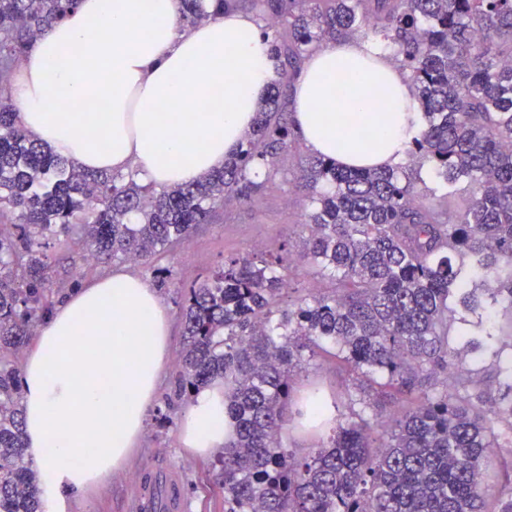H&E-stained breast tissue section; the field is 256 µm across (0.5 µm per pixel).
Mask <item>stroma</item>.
Returning a JSON list of instances; mask_svg holds the SVG:
<instances>
[{"label":"stroma","instance_id":"35a3bbf8","mask_svg":"<svg viewBox=\"0 0 512 512\" xmlns=\"http://www.w3.org/2000/svg\"><path fill=\"white\" fill-rule=\"evenodd\" d=\"M285 177L255 195L245 204L219 210L212 223L204 225L188 241L157 255L149 264H128L127 269L155 288L171 316L169 360L156 406L169 416L166 425L148 419L145 434L127 465L113 473L93 494V512H143L145 497L156 496L165 487L180 489V512H224V491L207 459L190 455L179 442V423L188 400L176 386L179 353L183 342L182 299L179 284H191L223 264L225 258L243 255L252 249L277 251L287 247L300 255L306 247L304 226L309 206L297 188L296 168L291 158L282 157ZM51 257L57 279L87 281L93 275L108 273L109 265L78 269L64 237L48 238L44 246ZM489 313L496 324L499 356L478 351L461 354L464 367L475 370L481 386L497 389V360H512V311L498 304ZM321 385L327 392H344L351 382L339 379L332 362L319 358L306 362L295 379L294 392L302 394L310 385Z\"/></svg>","mask_w":512,"mask_h":512}]
</instances>
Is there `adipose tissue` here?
Returning a JSON list of instances; mask_svg holds the SVG:
<instances>
[{
	"label": "adipose tissue",
	"mask_w": 512,
	"mask_h": 512,
	"mask_svg": "<svg viewBox=\"0 0 512 512\" xmlns=\"http://www.w3.org/2000/svg\"><path fill=\"white\" fill-rule=\"evenodd\" d=\"M179 17V0H80L13 73L21 126L77 168L133 169L160 188L222 168L276 79L269 45L250 13L228 9L188 28ZM346 79L349 95L337 98ZM383 91L385 106L373 108ZM293 95L306 147L341 167L395 166L422 123L407 77L373 43L318 48ZM169 346L167 308L124 270L73 289L38 325L20 385L25 460L45 512H71L125 466ZM233 434L223 383L197 390L180 422L182 447L205 458Z\"/></svg>",
	"instance_id": "obj_1"
}]
</instances>
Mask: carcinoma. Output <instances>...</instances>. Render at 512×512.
<instances>
[{"label": "carcinoma", "instance_id": "obj_1", "mask_svg": "<svg viewBox=\"0 0 512 512\" xmlns=\"http://www.w3.org/2000/svg\"><path fill=\"white\" fill-rule=\"evenodd\" d=\"M78 0H0V70ZM242 0H180L181 21L214 19ZM282 72L252 129L203 179L159 189L131 172L81 171L17 122L0 80V512H42L25 462L15 359L52 308L54 270L43 241L77 236L86 265L146 262L209 223L231 201L261 192L279 159H296L311 211L298 258L253 250L183 289L178 392L224 381L232 441L210 467L224 512H512L481 464L512 446V371L498 396L477 385L448 346L452 298L472 314L485 300L512 308V0H252ZM359 29L393 49L424 125L406 156L417 166L341 168L305 156L286 88L325 40ZM441 198L471 190L451 213L424 197L421 168ZM326 291L294 300L298 266ZM308 356L361 383L343 401L318 386L296 408L299 425L332 433L305 456L282 446L284 409ZM389 405L391 420L376 410Z\"/></svg>", "mask_w": 512, "mask_h": 512}]
</instances>
